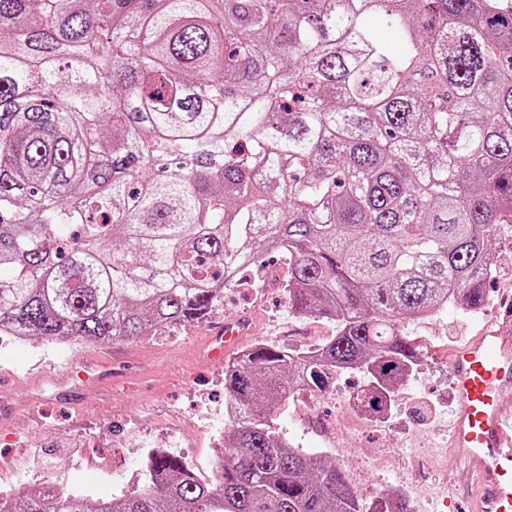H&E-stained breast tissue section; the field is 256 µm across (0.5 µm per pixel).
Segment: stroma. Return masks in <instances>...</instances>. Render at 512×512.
Here are the masks:
<instances>
[{"mask_svg":"<svg viewBox=\"0 0 512 512\" xmlns=\"http://www.w3.org/2000/svg\"><path fill=\"white\" fill-rule=\"evenodd\" d=\"M493 248L497 269L482 310L451 306L402 323L426 352L387 417L349 403L363 379L344 373L327 392L281 402L274 424L288 445L345 467L366 501L398 485L411 512H448L449 485L466 487L469 477L448 449L446 354L496 319L503 296L512 297V227L501 228ZM264 271L259 288L225 289L201 319L134 341L74 346L0 336V489L31 490L52 479L92 500L118 498L129 489L126 472L143 469L154 449L212 482L215 455L231 428L224 367L207 360L214 328L246 322L242 351L259 342L321 344L336 334L335 321L289 308L287 257L270 253Z\"/></svg>","mask_w":512,"mask_h":512,"instance_id":"stroma-1","label":"stroma"}]
</instances>
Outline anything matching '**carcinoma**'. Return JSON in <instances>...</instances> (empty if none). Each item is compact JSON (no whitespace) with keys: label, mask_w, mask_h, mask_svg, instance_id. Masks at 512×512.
Wrapping results in <instances>:
<instances>
[{"label":"carcinoma","mask_w":512,"mask_h":512,"mask_svg":"<svg viewBox=\"0 0 512 512\" xmlns=\"http://www.w3.org/2000/svg\"><path fill=\"white\" fill-rule=\"evenodd\" d=\"M501 224L505 0H0V329L153 336L268 251L288 256L289 307L337 326L226 363L217 483L157 451L118 499L1 490L0 512H409L402 495L366 503L273 416L339 370L382 413L422 356L400 324L483 309Z\"/></svg>","instance_id":"cac0c4a2"}]
</instances>
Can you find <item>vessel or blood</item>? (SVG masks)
<instances>
[{"mask_svg": "<svg viewBox=\"0 0 512 512\" xmlns=\"http://www.w3.org/2000/svg\"><path fill=\"white\" fill-rule=\"evenodd\" d=\"M512 308L499 321L456 347L448 357L454 409L450 449L472 478L469 512H512V410L502 396L512 391Z\"/></svg>", "mask_w": 512, "mask_h": 512, "instance_id": "1", "label": "vessel or blood"}]
</instances>
